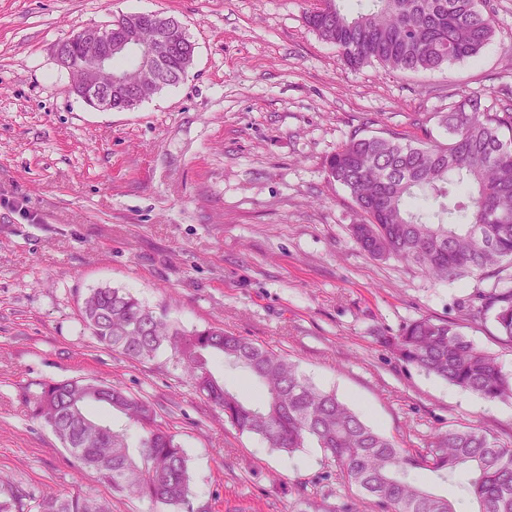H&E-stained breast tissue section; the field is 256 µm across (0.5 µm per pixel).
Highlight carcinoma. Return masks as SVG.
I'll list each match as a JSON object with an SVG mask.
<instances>
[{
	"label": "carcinoma",
	"instance_id": "obj_1",
	"mask_svg": "<svg viewBox=\"0 0 512 512\" xmlns=\"http://www.w3.org/2000/svg\"><path fill=\"white\" fill-rule=\"evenodd\" d=\"M305 14L306 26L331 43L353 68L378 63L393 71L427 72L472 59L495 33V17L477 0H367L355 16L338 0H322ZM195 46L181 31L162 63L158 89L177 84ZM448 143H402L396 136L356 134L326 158L327 177L347 189L363 215L351 233L374 259L393 257L436 281L497 275L512 267V108L492 112L466 98L438 115ZM476 315H491L512 342V289L479 294ZM81 321L100 344L131 360L170 352L224 421L289 455L313 442L345 482L375 501L381 512H458L459 501L439 497L410 478L417 469L454 478L476 512H512V446L490 434L454 429L424 454L396 446L336 394L315 385L283 354L220 327L184 331L131 293L100 287L82 301ZM403 362L487 401L512 400V371L478 348L450 321L422 317L386 340ZM246 372L260 388L252 403L215 376L210 360ZM64 448L127 496L179 507L188 502L189 459L176 435L157 422L151 404L119 382H49L27 400ZM102 404L138 430L137 445L88 408ZM0 512H23L21 496L0 480ZM36 512H110L89 495L44 493Z\"/></svg>",
	"mask_w": 512,
	"mask_h": 512
}]
</instances>
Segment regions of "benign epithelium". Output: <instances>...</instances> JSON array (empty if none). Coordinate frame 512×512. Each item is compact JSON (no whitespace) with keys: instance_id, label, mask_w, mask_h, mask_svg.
Returning <instances> with one entry per match:
<instances>
[{"instance_id":"benign-epithelium-1","label":"benign epithelium","mask_w":512,"mask_h":512,"mask_svg":"<svg viewBox=\"0 0 512 512\" xmlns=\"http://www.w3.org/2000/svg\"><path fill=\"white\" fill-rule=\"evenodd\" d=\"M143 26H150L155 32L154 49L143 55L137 39V32ZM176 25L170 18L157 13L144 16L143 21L126 27L123 35L112 39V31H104L97 26H89L81 31V43L87 59L81 62L86 67L84 81L75 88L76 94L90 107L102 111L112 112V86L121 85L122 73L115 70L112 61L116 56H132L136 59V66L142 68L143 73L154 77L158 74V66L165 60L173 47ZM53 55L57 66L62 70H70L76 61L70 56L68 40L57 42L53 47ZM155 88L142 81L135 88L124 89V94L131 101H143L150 98Z\"/></svg>"}]
</instances>
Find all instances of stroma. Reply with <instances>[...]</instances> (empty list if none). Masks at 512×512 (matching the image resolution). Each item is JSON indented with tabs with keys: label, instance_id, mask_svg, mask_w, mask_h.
I'll return each instance as SVG.
<instances>
[{
	"label": "stroma",
	"instance_id": "stroma-1",
	"mask_svg": "<svg viewBox=\"0 0 512 512\" xmlns=\"http://www.w3.org/2000/svg\"><path fill=\"white\" fill-rule=\"evenodd\" d=\"M316 0H0V476L33 512L48 490L111 512H379L316 445L289 455L239 434L169 352L134 361L80 320L99 287L131 291L180 329L217 326L288 355L399 447L470 427L512 445V402L398 360L384 339L426 316L457 323L512 371V343L474 311L495 278L437 282L367 257L325 159L351 134L446 142L468 95L512 106V0H487L481 54L432 72L344 65L304 21ZM160 12L195 44L185 77L138 108L98 112L53 46L112 17ZM122 383L151 402L190 468L186 505L136 500L81 468L27 397L43 383Z\"/></svg>",
	"mask_w": 512,
	"mask_h": 512
}]
</instances>
